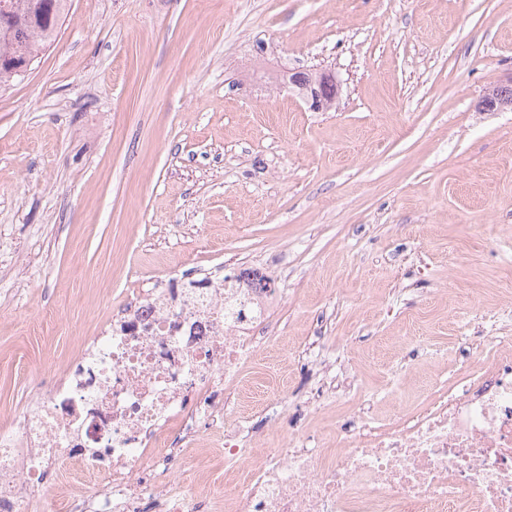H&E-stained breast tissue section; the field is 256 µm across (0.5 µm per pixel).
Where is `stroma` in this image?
<instances>
[{
	"mask_svg": "<svg viewBox=\"0 0 512 512\" xmlns=\"http://www.w3.org/2000/svg\"><path fill=\"white\" fill-rule=\"evenodd\" d=\"M334 72L314 112L272 83ZM512 0H73L0 87V428L50 394L113 308L185 270L263 269L287 297L243 371L267 428L296 354L336 338L373 418L464 362L512 301ZM224 435L182 485L224 512ZM480 112H512V75L497 82L478 101Z\"/></svg>",
	"mask_w": 512,
	"mask_h": 512,
	"instance_id": "35a3bbf8",
	"label": "stroma"
}]
</instances>
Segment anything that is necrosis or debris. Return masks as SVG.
Returning a JSON list of instances; mask_svg holds the SVG:
<instances>
[{
    "mask_svg": "<svg viewBox=\"0 0 512 512\" xmlns=\"http://www.w3.org/2000/svg\"><path fill=\"white\" fill-rule=\"evenodd\" d=\"M208 281L194 288L186 276L119 306L64 390L0 430V512H54L35 492L71 470L110 480L67 512H200L172 466L204 427L223 430L234 465L224 512H512V336L500 335L499 310L475 316L479 359L417 406L373 425L370 400L351 388L352 409L319 433L293 425L245 448L235 397L217 393L274 343L269 315L284 295L253 266Z\"/></svg>",
    "mask_w": 512,
    "mask_h": 512,
    "instance_id": "necrosis-or-debris-1",
    "label": "necrosis or debris"
}]
</instances>
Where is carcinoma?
<instances>
[{
	"label": "carcinoma",
	"mask_w": 512,
	"mask_h": 512,
	"mask_svg": "<svg viewBox=\"0 0 512 512\" xmlns=\"http://www.w3.org/2000/svg\"><path fill=\"white\" fill-rule=\"evenodd\" d=\"M13 12L0 20V59H34L57 37L69 0H13Z\"/></svg>",
	"instance_id": "obj_1"
}]
</instances>
